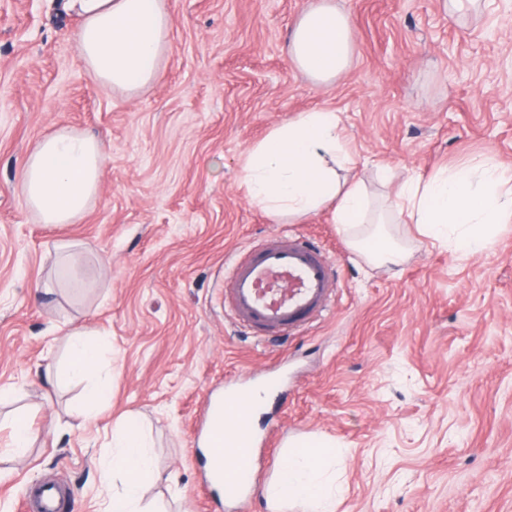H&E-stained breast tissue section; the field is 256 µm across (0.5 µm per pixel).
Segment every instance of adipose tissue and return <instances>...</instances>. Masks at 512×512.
I'll list each match as a JSON object with an SVG mask.
<instances>
[{"mask_svg": "<svg viewBox=\"0 0 512 512\" xmlns=\"http://www.w3.org/2000/svg\"><path fill=\"white\" fill-rule=\"evenodd\" d=\"M61 6L81 19L78 51L97 84L134 95L157 82L169 50L165 0H62ZM284 51L310 79L333 82L356 54L348 15L333 0H316L296 20ZM105 156L95 135L56 128L37 142L20 172L26 208L42 224L77 223L99 194ZM356 164L336 112L314 110L283 121L256 143L241 165L240 181L251 203L273 221L328 209L345 230L369 221L366 188L352 176ZM380 217L406 218L423 240L447 242L455 253L482 251L499 225L512 222V170L479 156L426 178L408 177ZM69 336V356L52 373L55 385L111 372L99 330L81 325ZM112 444L118 452L110 467L126 476L112 512H137L140 481L152 468L146 441L138 425L129 423L113 434ZM325 446L318 437L296 443L269 489L271 512L291 501L302 502L308 512H329L336 489L325 478L332 466Z\"/></svg>", "mask_w": 512, "mask_h": 512, "instance_id": "1", "label": "adipose tissue"}]
</instances>
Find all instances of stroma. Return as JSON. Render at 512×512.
Returning <instances> with one entry per match:
<instances>
[{"label":"stroma","mask_w":512,"mask_h":512,"mask_svg":"<svg viewBox=\"0 0 512 512\" xmlns=\"http://www.w3.org/2000/svg\"><path fill=\"white\" fill-rule=\"evenodd\" d=\"M171 48L135 95L102 90L77 49L81 24L56 0H0V512L55 477L68 512H109L112 435L142 424L155 477L142 512H235L203 486L198 444L225 383L268 389L254 432L248 512L292 443L331 441L336 512H512V223L460 255L386 225L395 270L367 261L324 210L275 222L239 181L247 151L312 109L341 118L373 209L410 175L488 153L512 165V0L469 18L445 0H334L352 65L320 85L283 52L313 0H166ZM106 148L99 195L77 224L46 226L17 188L35 144L59 127ZM300 234L335 264L328 313L291 336H254L224 308V262ZM77 244L70 268L57 246ZM95 324L112 387L87 414L83 383L50 387L69 332ZM25 416L34 439L12 447Z\"/></svg>","instance_id":"stroma-1"}]
</instances>
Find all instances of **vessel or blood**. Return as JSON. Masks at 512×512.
Listing matches in <instances>:
<instances>
[{"label":"vessel or blood","instance_id":"obj_1","mask_svg":"<svg viewBox=\"0 0 512 512\" xmlns=\"http://www.w3.org/2000/svg\"><path fill=\"white\" fill-rule=\"evenodd\" d=\"M333 261L303 236L271 235L257 248L226 263V297L236 324L265 334L288 335L325 316L332 293ZM253 392L238 389L224 399L226 433L210 432L205 482L224 486L245 512V489L254 477Z\"/></svg>","mask_w":512,"mask_h":512}]
</instances>
